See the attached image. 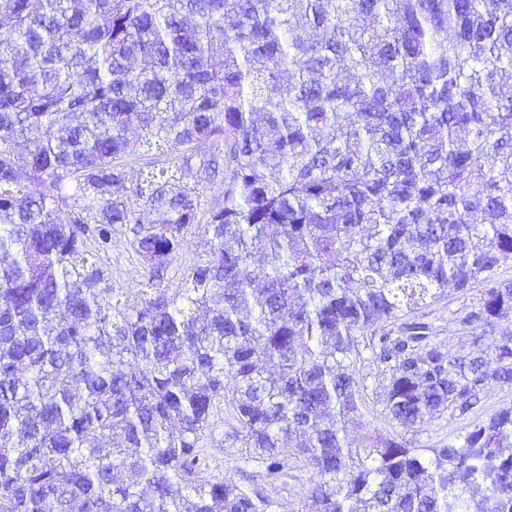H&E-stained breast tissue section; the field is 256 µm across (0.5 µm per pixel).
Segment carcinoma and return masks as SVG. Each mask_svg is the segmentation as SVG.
Returning <instances> with one entry per match:
<instances>
[{"label": "carcinoma", "instance_id": "obj_1", "mask_svg": "<svg viewBox=\"0 0 512 512\" xmlns=\"http://www.w3.org/2000/svg\"><path fill=\"white\" fill-rule=\"evenodd\" d=\"M39 4L0 0V512H274L203 476L224 410L317 512H512V406L344 446L365 364L404 430L512 386V0ZM476 284L460 357L425 309ZM103 263L111 270L114 283L124 288L134 287L142 271L137 262L128 257L125 246L119 242L112 248V252L103 256ZM512 406V387L493 386L481 395V403L474 411L464 415L458 411L453 414L446 412L427 421L416 430H401L405 436L419 448H442L448 443L458 442L471 429L477 420L501 408Z\"/></svg>", "mask_w": 512, "mask_h": 512}]
</instances>
